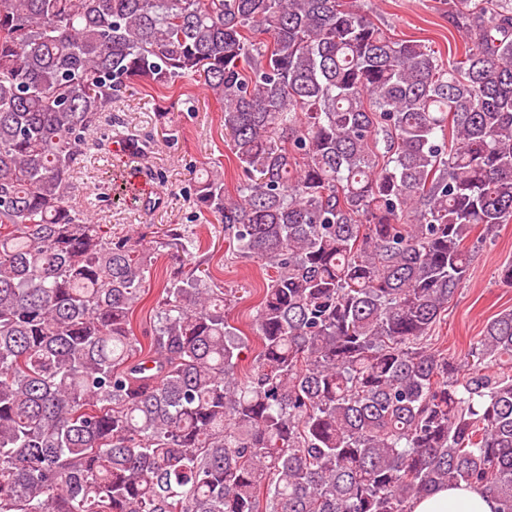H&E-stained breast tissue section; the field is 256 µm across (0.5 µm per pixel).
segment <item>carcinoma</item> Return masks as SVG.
I'll return each mask as SVG.
<instances>
[{
  "instance_id": "carcinoma-1",
  "label": "carcinoma",
  "mask_w": 512,
  "mask_h": 512,
  "mask_svg": "<svg viewBox=\"0 0 512 512\" xmlns=\"http://www.w3.org/2000/svg\"><path fill=\"white\" fill-rule=\"evenodd\" d=\"M448 59L354 0H0V512H512V311L462 367L426 346L512 223V0H448ZM196 77L241 172L200 211L274 270L254 306L70 204L134 84ZM498 500L485 488L464 483L440 488L414 500L411 512H498Z\"/></svg>"
}]
</instances>
